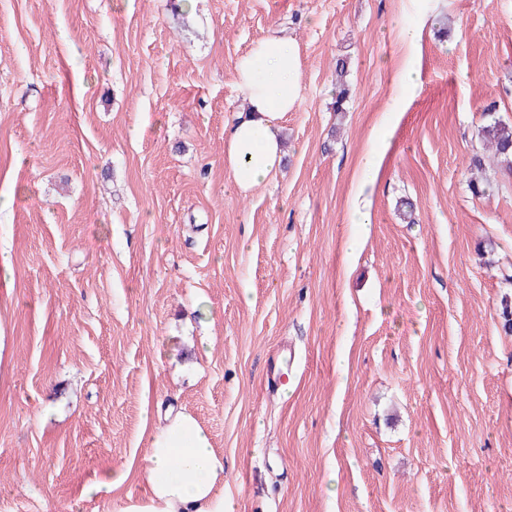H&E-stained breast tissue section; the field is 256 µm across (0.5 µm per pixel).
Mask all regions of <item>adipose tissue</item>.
Instances as JSON below:
<instances>
[{"mask_svg":"<svg viewBox=\"0 0 512 512\" xmlns=\"http://www.w3.org/2000/svg\"><path fill=\"white\" fill-rule=\"evenodd\" d=\"M302 61L296 44L269 37L239 57L234 85L246 104L224 129V168L248 194L284 166L283 121L300 97ZM147 491L122 512H231L224 499V457L189 412L166 410L153 428L140 467Z\"/></svg>","mask_w":512,"mask_h":512,"instance_id":"1","label":"adipose tissue"}]
</instances>
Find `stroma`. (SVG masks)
Instances as JSON below:
<instances>
[{
  "label": "stroma",
  "mask_w": 512,
  "mask_h": 512,
  "mask_svg": "<svg viewBox=\"0 0 512 512\" xmlns=\"http://www.w3.org/2000/svg\"><path fill=\"white\" fill-rule=\"evenodd\" d=\"M275 29L300 104L242 195L234 67ZM493 118L512 0H0V512H120L168 395L235 512H512V172L469 187ZM107 468L126 482L82 496ZM379 167V154L374 149L368 150V152L363 157L360 166V175L358 181L360 193L355 200L352 213V222L358 227L360 235L366 233L368 230V225L371 224L368 202L367 199L363 196V193L368 187L375 186L379 177ZM360 235L354 237L350 241L351 249H354L358 245Z\"/></svg>",
  "instance_id": "1"
}]
</instances>
